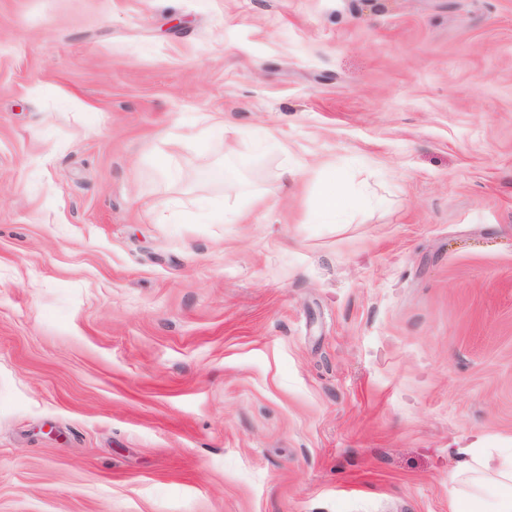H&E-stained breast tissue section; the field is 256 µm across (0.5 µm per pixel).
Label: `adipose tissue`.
<instances>
[{
    "label": "adipose tissue",
    "instance_id": "adipose-tissue-1",
    "mask_svg": "<svg viewBox=\"0 0 512 512\" xmlns=\"http://www.w3.org/2000/svg\"><path fill=\"white\" fill-rule=\"evenodd\" d=\"M459 455L451 481L463 489L460 512H512V448H489L479 440Z\"/></svg>",
    "mask_w": 512,
    "mask_h": 512
}]
</instances>
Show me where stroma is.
Returning <instances> with one entry per match:
<instances>
[{
    "instance_id": "1",
    "label": "stroma",
    "mask_w": 512,
    "mask_h": 512,
    "mask_svg": "<svg viewBox=\"0 0 512 512\" xmlns=\"http://www.w3.org/2000/svg\"><path fill=\"white\" fill-rule=\"evenodd\" d=\"M479 436L512 0H0V512H453Z\"/></svg>"
}]
</instances>
